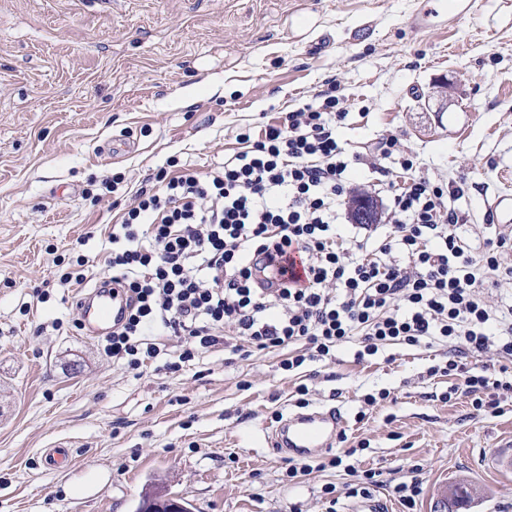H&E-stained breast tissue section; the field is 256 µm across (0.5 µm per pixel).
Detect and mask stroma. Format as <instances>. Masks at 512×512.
<instances>
[{"label": "stroma", "instance_id": "stroma-1", "mask_svg": "<svg viewBox=\"0 0 512 512\" xmlns=\"http://www.w3.org/2000/svg\"><path fill=\"white\" fill-rule=\"evenodd\" d=\"M482 2L416 31L419 0H0V512H135L160 490L191 512H349L322 494L343 469L289 480L266 443L302 381L311 408L347 418L334 453L365 442L379 512H404L394 488L415 477L414 512H441L455 477L483 490L472 512H512V403L442 401L459 378L428 370L446 342L362 361L347 344L297 374L285 351L219 345L137 373L76 327L83 287L58 286L81 255L91 282L108 276L111 226L158 172L223 166L240 130L261 135L332 78L351 103L339 142L362 159L349 195L380 183L372 151L393 135L421 176L465 182L464 242L512 231L486 209L512 195V0ZM117 139L131 148L115 158ZM117 172L118 196H83ZM59 442L78 455L65 471L43 460Z\"/></svg>", "mask_w": 512, "mask_h": 512}]
</instances>
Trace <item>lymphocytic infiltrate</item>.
<instances>
[{
  "label": "lymphocytic infiltrate",
  "instance_id": "lymphocytic-infiltrate-1",
  "mask_svg": "<svg viewBox=\"0 0 512 512\" xmlns=\"http://www.w3.org/2000/svg\"><path fill=\"white\" fill-rule=\"evenodd\" d=\"M327 86L321 103L286 112L262 139L237 134L243 149L221 169L182 171L162 177L156 191H137L112 227L105 259L132 307L106 335L104 353L140 370L159 357L157 337L172 336L176 369L223 343L229 329L237 351H287L280 366L293 372L352 341L368 356L429 338L460 353L494 346L504 360L498 372L454 359L444 370L462 376L476 410L499 413L501 398L512 399V308H490L478 288L484 274L512 279V266L500 261L512 236L465 247L456 233L464 184L417 174L392 136L374 154L401 173L385 183L389 231L373 248L337 233L355 161L336 140L346 98L336 80ZM294 252L304 260V286H258L254 257L283 264Z\"/></svg>",
  "mask_w": 512,
  "mask_h": 512
}]
</instances>
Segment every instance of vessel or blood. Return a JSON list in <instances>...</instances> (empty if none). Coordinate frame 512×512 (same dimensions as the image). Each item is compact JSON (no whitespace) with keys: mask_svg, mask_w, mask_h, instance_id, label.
<instances>
[{"mask_svg":"<svg viewBox=\"0 0 512 512\" xmlns=\"http://www.w3.org/2000/svg\"><path fill=\"white\" fill-rule=\"evenodd\" d=\"M425 7L413 18L414 28H421L439 14H446L449 22L474 14L479 0H424ZM129 297L124 288L117 284L98 286L82 295L77 308L82 315L86 335L99 336L119 326L128 310ZM346 420L341 409H315L309 412H297L281 422L272 432L269 443L274 452L289 453L297 458L331 449L344 431Z\"/></svg>","mask_w":512,"mask_h":512,"instance_id":"b4317fda","label":"vessel or blood"}]
</instances>
